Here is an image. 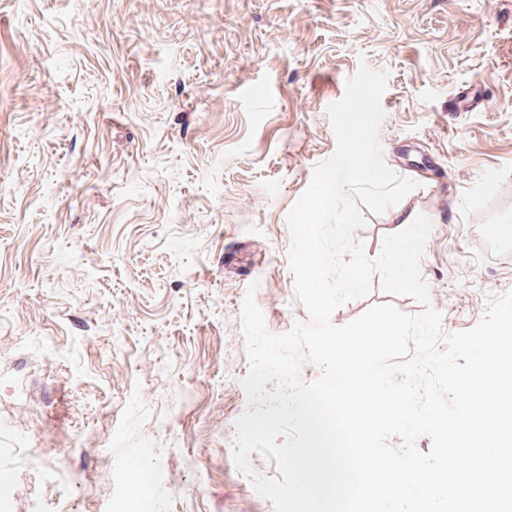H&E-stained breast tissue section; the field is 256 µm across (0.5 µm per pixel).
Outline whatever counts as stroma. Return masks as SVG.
<instances>
[{"instance_id": "stroma-1", "label": "stroma", "mask_w": 512, "mask_h": 512, "mask_svg": "<svg viewBox=\"0 0 512 512\" xmlns=\"http://www.w3.org/2000/svg\"><path fill=\"white\" fill-rule=\"evenodd\" d=\"M386 76L379 144L432 221L430 300L372 278L370 307L470 329L512 290V0H0V478L6 512H273L228 447L247 407L241 310L309 316L287 216L337 141L328 108L360 63ZM483 92L471 111L449 99ZM35 448L29 458L13 441Z\"/></svg>"}]
</instances>
